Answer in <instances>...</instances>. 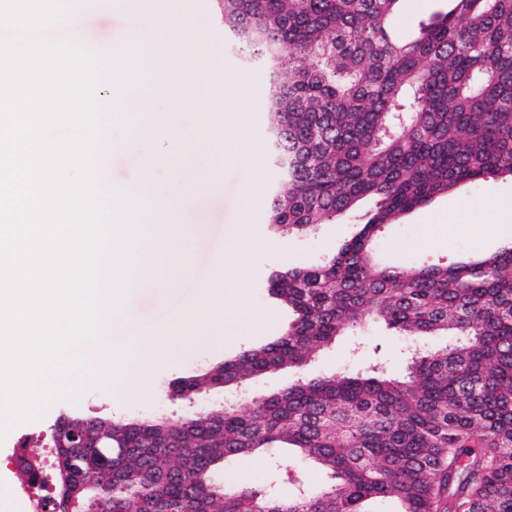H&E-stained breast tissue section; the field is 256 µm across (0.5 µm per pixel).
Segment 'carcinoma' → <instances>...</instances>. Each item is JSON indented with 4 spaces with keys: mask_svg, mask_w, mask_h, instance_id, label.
<instances>
[{
    "mask_svg": "<svg viewBox=\"0 0 512 512\" xmlns=\"http://www.w3.org/2000/svg\"><path fill=\"white\" fill-rule=\"evenodd\" d=\"M401 0H220L224 32L269 73L268 224L309 235L374 208L336 251L273 271L268 296L291 315L272 341L176 377L182 396L245 389L288 369L287 386L246 413L88 418L56 449L49 512L112 502V512H512V240L447 263L378 261L385 224L465 183L512 177V0H449L407 41L392 36ZM381 324L413 341L405 374L383 367L310 376L337 339ZM97 445L110 494L81 476L78 444ZM285 466L270 490L224 479L239 459Z\"/></svg>",
    "mask_w": 512,
    "mask_h": 512,
    "instance_id": "cac0c4a2",
    "label": "carcinoma"
}]
</instances>
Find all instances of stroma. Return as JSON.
<instances>
[{
  "instance_id": "1",
  "label": "stroma",
  "mask_w": 512,
  "mask_h": 512,
  "mask_svg": "<svg viewBox=\"0 0 512 512\" xmlns=\"http://www.w3.org/2000/svg\"><path fill=\"white\" fill-rule=\"evenodd\" d=\"M446 0H402L396 33L403 38L417 34L420 23L446 12ZM165 18L172 35L196 41L208 57V78H190L192 63L176 57L169 44H161L162 68L155 79L153 112L168 119V129L187 144L196 164L212 167L218 182L214 192L196 195L193 202L175 215L163 216V223L190 224L194 232L185 248L190 267L177 290L162 288L163 268H156L125 300L127 309L145 330H163L176 315L193 306L197 290L212 276L215 264L231 253L240 242L237 231L248 226L252 235L243 244L248 248V283L242 304L259 321L258 327L231 344L216 343L187 350L177 360L155 355L149 360L144 384L130 387L121 397H113L110 387L91 383L77 401L57 399L45 405L38 419L18 424L0 440V458L8 471H15L16 451L23 441L33 442L34 455L45 465L42 484L25 486L14 479L10 490L0 489V512H37V503L53 496L55 486L50 465L53 450L44 441L46 427L67 407L86 416H113L122 419L163 415L177 420L191 413L188 402L172 398L168 382L215 360L280 333L288 319L282 306L269 301L264 283L269 272L279 266H305L333 250L350 235L353 221L344 216L333 224L317 225L307 237L270 235L266 226L269 189L276 180L270 165L265 137L264 102L267 83L263 71L247 65L242 53L224 35L216 0H152L149 9H141L139 0H82L72 14L74 26L82 29L86 45L96 52L111 51L144 15ZM239 78L240 90L224 87L225 75ZM238 114L245 130L237 134L232 158L224 156V111ZM170 157L143 155L138 151L112 153L105 164L107 178L113 185L147 177L157 183H169ZM254 188L256 199L251 208H243L246 188ZM512 199V177H499L483 184H463L447 195L435 198L425 207L404 215L399 223L385 226L377 241L379 258L404 265L451 259L463 251H488L503 238L512 235V222L501 223L492 212L493 204ZM406 341L384 326L373 325L359 335L338 341L310 366L312 372L328 373L345 367L358 368L371 359H379L392 375L404 368ZM294 375L283 371L253 381L241 393L224 397L216 391L203 393L211 407L224 401L247 410L255 396L280 389L292 382Z\"/></svg>"
}]
</instances>
